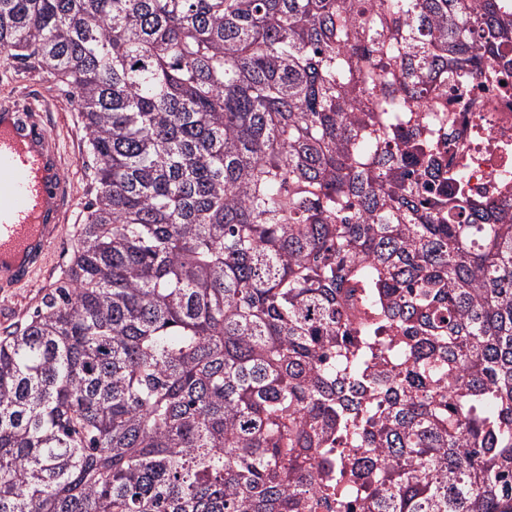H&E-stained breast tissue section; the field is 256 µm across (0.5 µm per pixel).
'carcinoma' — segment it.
Instances as JSON below:
<instances>
[{"instance_id": "carcinoma-1", "label": "carcinoma", "mask_w": 512, "mask_h": 512, "mask_svg": "<svg viewBox=\"0 0 512 512\" xmlns=\"http://www.w3.org/2000/svg\"><path fill=\"white\" fill-rule=\"evenodd\" d=\"M0 50L96 160L0 512H512V200L440 149L512 0H0Z\"/></svg>"}]
</instances>
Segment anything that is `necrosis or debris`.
I'll return each mask as SVG.
<instances>
[{
  "label": "necrosis or debris",
  "mask_w": 512,
  "mask_h": 512,
  "mask_svg": "<svg viewBox=\"0 0 512 512\" xmlns=\"http://www.w3.org/2000/svg\"><path fill=\"white\" fill-rule=\"evenodd\" d=\"M451 102L457 122L448 134V159L466 158L463 191L495 199L512 192V90L487 83L460 84Z\"/></svg>",
  "instance_id": "obj_1"
}]
</instances>
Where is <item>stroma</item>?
<instances>
[{
    "mask_svg": "<svg viewBox=\"0 0 512 512\" xmlns=\"http://www.w3.org/2000/svg\"><path fill=\"white\" fill-rule=\"evenodd\" d=\"M11 97L25 112L41 115L46 130L63 155L62 168L75 191V205L61 224L47 266L9 294H0V329L30 319L42 296L65 278L75 246V231L94 189L95 161L90 154L82 118L54 78L41 70L17 66L0 52V97Z\"/></svg>",
    "mask_w": 512,
    "mask_h": 512,
    "instance_id": "35a3bbf8",
    "label": "stroma"
}]
</instances>
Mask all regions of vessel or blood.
<instances>
[{"mask_svg": "<svg viewBox=\"0 0 512 512\" xmlns=\"http://www.w3.org/2000/svg\"><path fill=\"white\" fill-rule=\"evenodd\" d=\"M60 153L35 117L0 107V288L26 283L73 208Z\"/></svg>", "mask_w": 512, "mask_h": 512, "instance_id": "b4317fda", "label": "vessel or blood"}]
</instances>
